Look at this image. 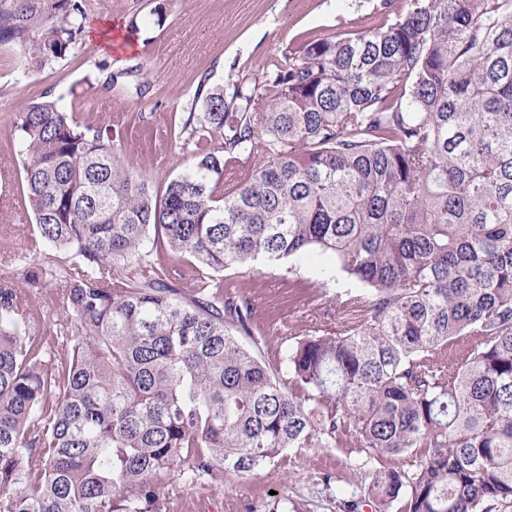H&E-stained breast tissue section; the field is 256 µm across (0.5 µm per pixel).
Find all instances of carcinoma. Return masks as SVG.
<instances>
[{"label": "carcinoma", "instance_id": "obj_1", "mask_svg": "<svg viewBox=\"0 0 512 512\" xmlns=\"http://www.w3.org/2000/svg\"><path fill=\"white\" fill-rule=\"evenodd\" d=\"M365 32L286 48L215 86L162 191L51 96L14 119L34 246L78 258L64 335H26L0 289V512H162L165 477L244 478L287 448L414 452L365 476L377 512L512 503V0H405ZM85 0H0L24 71L65 56ZM138 70L110 71V88ZM257 159L244 179L226 165ZM188 259L184 296L151 251ZM329 253L368 288L307 335L287 378L239 337L250 298L215 274Z\"/></svg>", "mask_w": 512, "mask_h": 512}]
</instances>
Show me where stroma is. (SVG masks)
Wrapping results in <instances>:
<instances>
[{
    "instance_id": "1",
    "label": "stroma",
    "mask_w": 512,
    "mask_h": 512,
    "mask_svg": "<svg viewBox=\"0 0 512 512\" xmlns=\"http://www.w3.org/2000/svg\"><path fill=\"white\" fill-rule=\"evenodd\" d=\"M160 3L166 12L159 25L153 11ZM133 20L140 31L128 52L103 50L92 36L108 22L127 31ZM380 20V0H89L84 32L65 57L40 71L24 73L15 45L0 44V163L8 166L0 174V289H14L30 303L31 335H61L67 312L58 288L30 287L25 274L68 257L31 247L37 230L21 176L16 113L48 95L62 98L82 124L113 137L159 188L189 161L171 128L194 109L200 86L231 88L288 47L342 29L366 31ZM134 65L151 85L147 96L130 84L104 89L107 69ZM219 278L256 305L253 335L245 343L272 368L284 366L289 338L332 336L342 327L337 296L346 275L332 255L259 261L246 271L226 269ZM413 462L404 454L368 459L352 448H290L245 478L217 471L187 482L171 473L163 512H266L273 499L287 503L288 512H344L349 499L359 501L358 512H372L364 500L366 474Z\"/></svg>"
}]
</instances>
